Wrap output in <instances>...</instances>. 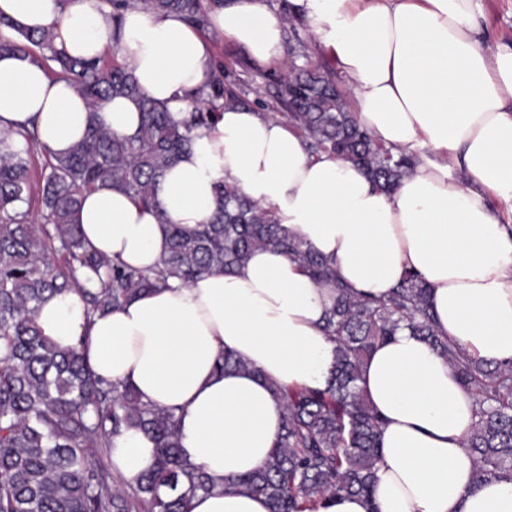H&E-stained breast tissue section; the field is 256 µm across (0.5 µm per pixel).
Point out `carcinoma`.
<instances>
[{
  "instance_id": "cac0c4a2",
  "label": "carcinoma",
  "mask_w": 512,
  "mask_h": 512,
  "mask_svg": "<svg viewBox=\"0 0 512 512\" xmlns=\"http://www.w3.org/2000/svg\"><path fill=\"white\" fill-rule=\"evenodd\" d=\"M112 17L142 6L175 13L203 30L202 0H106ZM22 52L48 73L74 85L91 112L114 97H137L132 72L118 59H75L56 48L51 30L17 29L0 36V54ZM241 98L213 68L193 111L181 121L143 98L140 124L119 135L91 121L86 137L64 155L47 160L48 173L32 178L39 150L35 129L19 133L13 149L0 139V512H190L191 500L212 484L179 452L177 414L142 401L124 383L96 378L78 347L61 349L41 335L40 305L75 288L88 313L117 310L151 288L183 284L214 272L242 267L260 249L280 250L300 263L311 280L336 291L322 330L336 343L333 374L324 389L272 386L284 407L281 432L267 462L233 483L264 498L269 512H307L328 495L372 498L380 458L382 418L358 386L371 350L398 330L410 329L455 370L473 400L475 421L465 447L475 459L474 483L512 477V366H489L440 336L429 310V287L406 273L386 298L358 294L339 277L332 261L288 234L271 211L224 183L207 224L186 231L166 227L168 248L161 263L143 270L110 259L86 244L72 222L86 192L104 185L121 189L163 214L159 191L165 173L185 153L194 134L215 123L226 104ZM278 119L299 129L310 154L327 153L363 169L378 188L394 191L416 161L395 152L362 128L338 92L329 65L291 69L281 81ZM38 201V213L19 205ZM61 256L63 263H51ZM91 271L99 286H81L76 272ZM217 369L246 370L226 352ZM138 428L156 444L155 466L133 485L112 475L100 460L112 437Z\"/></svg>"
}]
</instances>
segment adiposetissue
I'll return each instance as SVG.
<instances>
[{
	"mask_svg": "<svg viewBox=\"0 0 512 512\" xmlns=\"http://www.w3.org/2000/svg\"><path fill=\"white\" fill-rule=\"evenodd\" d=\"M289 3L342 77L359 124L394 150H420L421 162L386 193L349 162L309 155L294 127L228 105L166 172L160 211L109 186L86 193L73 217L86 243L132 267H156L165 223H208L216 188L228 183L333 259L356 292L385 298L405 272L418 273L440 335L476 360L511 363L512 226L492 202L512 201V44L485 45L477 0ZM0 19L51 30L73 58L117 54L141 96L177 120L212 67L208 41L176 14L135 6L116 26L105 0H0ZM209 20L257 63L280 60L285 25L265 0H231ZM94 117L128 134L140 108L116 97L90 110L30 57L0 55V135L12 147H23L16 130L31 123L42 150L67 153ZM332 302L295 260L267 249L234 274L151 289L103 315H88L79 293L65 291L41 306L37 323L59 347H79L96 377L176 409L181 456L213 484L190 512H269L263 498L224 485L262 467L281 430L271 384L324 386L336 356L321 330ZM227 351L248 370L216 372ZM359 385L385 420L374 497L328 496L316 512H512V479L474 485L464 445L472 400L419 336L403 328L377 345ZM110 459L132 484L153 468L155 444L128 428L113 437Z\"/></svg>",
	"mask_w": 512,
	"mask_h": 512,
	"instance_id": "1",
	"label": "adipose tissue"
}]
</instances>
